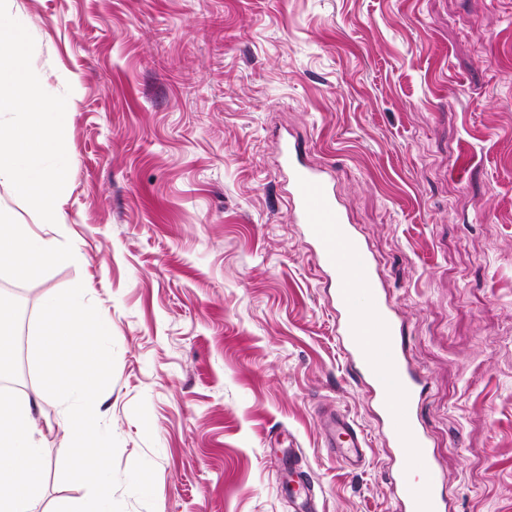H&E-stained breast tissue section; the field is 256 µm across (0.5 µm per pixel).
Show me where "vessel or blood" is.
<instances>
[{
  "label": "vessel or blood",
  "mask_w": 512,
  "mask_h": 512,
  "mask_svg": "<svg viewBox=\"0 0 512 512\" xmlns=\"http://www.w3.org/2000/svg\"><path fill=\"white\" fill-rule=\"evenodd\" d=\"M289 175V200L316 246L319 264L336 278V335L348 361L368 385L377 404L394 460L396 512H451L437 475L430 438L418 418L426 382L397 340L395 308L384 297L364 246L336 203L329 179L307 165L292 142L281 148ZM325 442L347 467H361L367 441L349 417L328 414Z\"/></svg>",
  "instance_id": "b4317fda"
}]
</instances>
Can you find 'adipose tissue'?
I'll return each instance as SVG.
<instances>
[{"label": "adipose tissue", "instance_id": "ef3b65f1", "mask_svg": "<svg viewBox=\"0 0 512 512\" xmlns=\"http://www.w3.org/2000/svg\"><path fill=\"white\" fill-rule=\"evenodd\" d=\"M56 254L53 241L36 237L28 225L0 210V267L30 274ZM28 404L0 394V512H31L33 493L46 460L32 441Z\"/></svg>", "mask_w": 512, "mask_h": 512}]
</instances>
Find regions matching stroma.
I'll return each mask as SVG.
<instances>
[{"instance_id":"35a3bbf8","label":"stroma","mask_w":512,"mask_h":512,"mask_svg":"<svg viewBox=\"0 0 512 512\" xmlns=\"http://www.w3.org/2000/svg\"><path fill=\"white\" fill-rule=\"evenodd\" d=\"M66 95L61 260L0 268L41 306L85 284L110 322L103 422L125 512H393L373 397L336 338L335 278L294 218L280 144L327 171L428 378L419 418L453 512H512V0H8ZM28 400L61 479L65 407ZM367 433L365 466L318 412ZM295 450L293 470L282 464ZM326 447L348 468H360L365 461L367 441L363 430L349 417L328 414L324 422Z\"/></svg>"}]
</instances>
